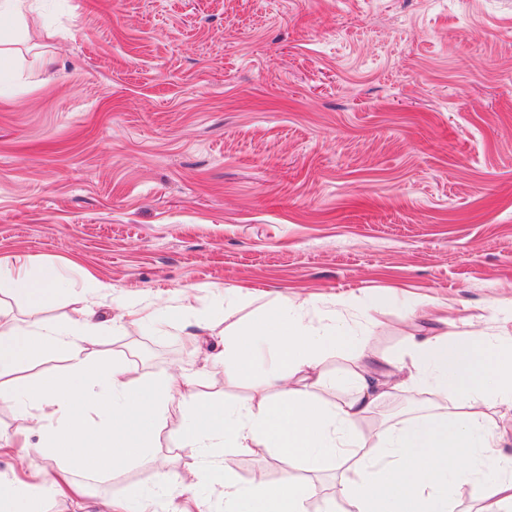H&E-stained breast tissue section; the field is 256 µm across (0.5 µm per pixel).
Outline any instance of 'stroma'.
<instances>
[{"instance_id": "obj_1", "label": "stroma", "mask_w": 512, "mask_h": 512, "mask_svg": "<svg viewBox=\"0 0 512 512\" xmlns=\"http://www.w3.org/2000/svg\"><path fill=\"white\" fill-rule=\"evenodd\" d=\"M6 49L0 264L60 263L46 323L198 290L171 335L114 325L92 357L245 404L204 352L287 299L387 295L358 322L392 359L433 315L512 332V0H34ZM224 288L245 300L199 329ZM433 411L402 392L367 423ZM179 419L119 475L73 472L94 512L188 475ZM224 465L287 469L268 449Z\"/></svg>"}]
</instances>
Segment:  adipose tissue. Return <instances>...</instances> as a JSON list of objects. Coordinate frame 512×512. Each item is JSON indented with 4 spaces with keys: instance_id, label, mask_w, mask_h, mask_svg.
<instances>
[{
    "instance_id": "adipose-tissue-1",
    "label": "adipose tissue",
    "mask_w": 512,
    "mask_h": 512,
    "mask_svg": "<svg viewBox=\"0 0 512 512\" xmlns=\"http://www.w3.org/2000/svg\"><path fill=\"white\" fill-rule=\"evenodd\" d=\"M60 268L45 261L39 277L0 267V295L21 299L27 318L0 311V402L27 430H39V449L57 470L36 481L0 472V512H46L49 500L73 496L72 512H88L71 471L89 476L120 471L152 448L161 424L179 410L176 435L199 464L170 497L220 487L224 512H306L310 482L285 474L277 483H241L223 466L227 453L276 449L289 464L314 470L335 463L341 512H512V457L493 414L512 408V339L469 331L412 339L398 361L383 365L363 346L347 302L313 318L309 299L285 301L238 323L224 336L214 366L225 382L250 380L255 401L233 405L202 397L199 378L134 375L125 364L95 361L84 345L106 321L97 303L77 309L63 325L41 313L58 299ZM338 351L348 361L326 373L322 358ZM64 359V369L38 379L21 370ZM344 388L342 397L324 392ZM413 389L433 397L438 414L364 433L362 423L384 400ZM472 488L461 502L463 488Z\"/></svg>"
}]
</instances>
